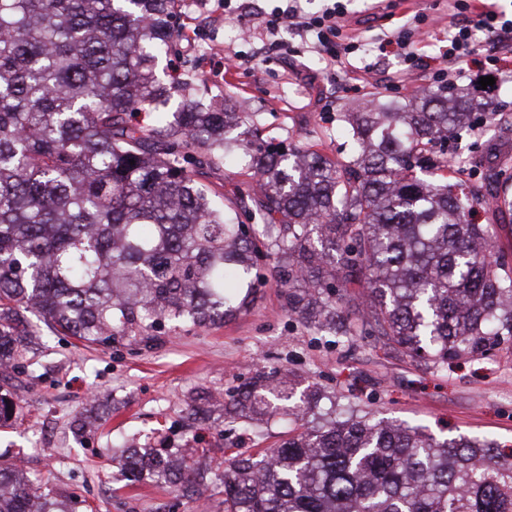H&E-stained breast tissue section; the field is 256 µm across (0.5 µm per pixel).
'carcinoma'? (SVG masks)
<instances>
[{"label":"carcinoma","mask_w":512,"mask_h":512,"mask_svg":"<svg viewBox=\"0 0 512 512\" xmlns=\"http://www.w3.org/2000/svg\"><path fill=\"white\" fill-rule=\"evenodd\" d=\"M175 2L0 0V370L30 351L26 312L110 347L165 322L231 321L270 278L320 336H377L436 370L512 349L498 222L512 173L488 194H457L443 175L448 141L494 124L476 91L365 101L343 114L342 162L281 152L242 128L236 106L159 74ZM232 156L258 178L249 207L219 205L197 180ZM476 206L486 223L470 220ZM301 384L261 367L232 409L187 404L217 425H294L273 448L225 444L224 512H512V448L441 439ZM20 411L0 394V428ZM105 452L129 483L147 476L191 497L206 479V448ZM79 506L0 463V512Z\"/></svg>","instance_id":"cac0c4a2"}]
</instances>
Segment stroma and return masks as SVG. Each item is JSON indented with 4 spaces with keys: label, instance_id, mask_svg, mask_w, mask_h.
<instances>
[{
    "label": "stroma",
    "instance_id": "stroma-1",
    "mask_svg": "<svg viewBox=\"0 0 512 512\" xmlns=\"http://www.w3.org/2000/svg\"><path fill=\"white\" fill-rule=\"evenodd\" d=\"M243 2L245 11L228 17L221 0H181V34L161 67L209 95L243 103L245 125L256 127L265 142H299L332 161L349 152L342 115L357 101L371 94L403 100L411 86L431 83L417 71L409 88L400 87L399 57L378 51L385 36L417 16L427 34L423 52L436 57L448 48L455 14L451 0H348L340 40L355 43L359 56L375 65L372 84L358 89L350 69L330 68L293 31L266 34L257 12L271 10L272 0ZM228 52L241 59L219 70ZM485 102L501 116L491 133L495 149L477 170L478 180L490 185L497 173L512 170V64L496 72L495 90ZM198 179L227 205L245 200L253 183L250 171L233 162L204 170ZM262 366L288 369L440 437L484 436L512 444V350L438 371L399 349L378 347L373 336L349 344L312 335L288 316L271 283L246 313L221 326L163 327L109 348L44 333L32 367L11 373L22 417L0 428V462L19 463L31 481L49 482L54 493L85 499L82 512H224V497L215 492L187 498L158 482L121 486L103 450L129 439L184 445L189 398L204 392L227 399ZM96 405L108 409L101 424L74 434V415ZM285 429L273 423L258 437L238 427L222 432L205 426L200 434L219 458L227 442L267 448L280 442Z\"/></svg>",
    "mask_w": 512,
    "mask_h": 512
}]
</instances>
